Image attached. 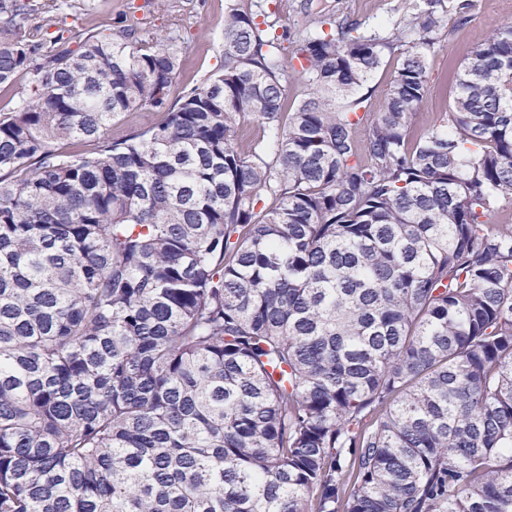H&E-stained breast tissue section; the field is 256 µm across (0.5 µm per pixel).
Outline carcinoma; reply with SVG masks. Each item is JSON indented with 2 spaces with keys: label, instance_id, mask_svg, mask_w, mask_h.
<instances>
[{
  "label": "carcinoma",
  "instance_id": "carcinoma-1",
  "mask_svg": "<svg viewBox=\"0 0 512 512\" xmlns=\"http://www.w3.org/2000/svg\"><path fill=\"white\" fill-rule=\"evenodd\" d=\"M93 6L0 0V512H512V25L412 139L434 0L300 40L225 0L173 101L171 34L30 25ZM417 38L418 35L415 34V32H408L404 40L405 42L401 43L403 46H399L398 49H395L390 57L388 55L386 59L388 61L387 65L379 70L368 81L362 93H367L369 96L365 103L369 112H378L382 109L385 100L386 89L391 79L393 70L401 56V52L413 46L414 43L417 42ZM282 69L284 73L283 85L285 89L284 104L289 112L305 93V87L295 72V70L300 69L299 63L296 59H292L291 54L283 58ZM162 119V114L157 113L152 109H143L135 113L128 114L124 118L112 124L111 131L112 138H118L125 135L134 129L149 127L158 123Z\"/></svg>",
  "mask_w": 512,
  "mask_h": 512
}]
</instances>
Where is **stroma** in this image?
I'll list each match as a JSON object with an SVG mask.
<instances>
[{"label": "stroma", "mask_w": 512, "mask_h": 512, "mask_svg": "<svg viewBox=\"0 0 512 512\" xmlns=\"http://www.w3.org/2000/svg\"><path fill=\"white\" fill-rule=\"evenodd\" d=\"M171 10L146 4L145 0H95L86 14L66 16L57 31L82 32L133 25L153 31L176 29L180 68L171 93L201 84L224 63V0H170ZM411 0H265L266 11L275 15L278 28L299 35L310 21L326 15L350 18L368 29L382 28L390 19L406 13ZM437 11L443 20L438 43L427 57L429 93L412 119L413 133L422 132L448 108L453 74L470 50L490 32L512 25V0H477L467 23H457L448 12V0H439Z\"/></svg>", "instance_id": "1"}]
</instances>
